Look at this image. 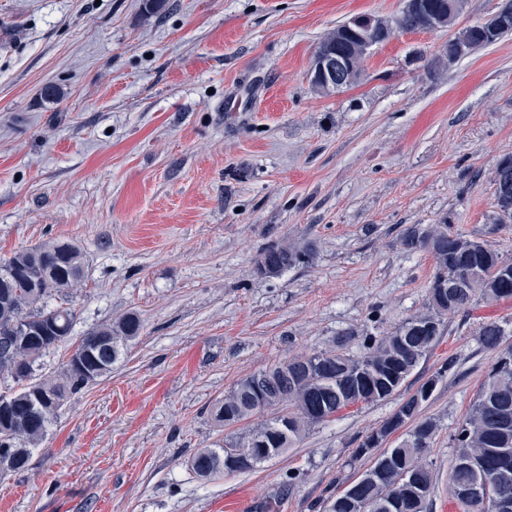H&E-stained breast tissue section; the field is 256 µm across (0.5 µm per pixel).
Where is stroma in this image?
Listing matches in <instances>:
<instances>
[{"label":"stroma","instance_id":"stroma-1","mask_svg":"<svg viewBox=\"0 0 512 512\" xmlns=\"http://www.w3.org/2000/svg\"><path fill=\"white\" fill-rule=\"evenodd\" d=\"M145 4L0 0V260L76 243L89 277L61 296L75 336L143 322L29 467L0 475V512H327L368 467L366 435L432 379L427 512H449L452 436L512 349V300L448 315L398 392L254 470L204 479L190 460L234 436L210 409L241 379L297 355L363 356L367 337L425 312L435 264L404 248L407 228L446 222L512 259L493 185L512 155V34L431 69L448 30L397 32L356 86L326 95L310 80L319 41L405 0ZM283 242L312 263L260 275L259 253ZM489 320L505 330L495 349Z\"/></svg>","mask_w":512,"mask_h":512}]
</instances>
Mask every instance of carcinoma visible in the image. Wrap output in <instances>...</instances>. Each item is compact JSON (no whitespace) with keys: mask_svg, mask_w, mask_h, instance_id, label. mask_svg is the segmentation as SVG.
<instances>
[{"mask_svg":"<svg viewBox=\"0 0 512 512\" xmlns=\"http://www.w3.org/2000/svg\"><path fill=\"white\" fill-rule=\"evenodd\" d=\"M337 48L350 56L358 53L357 42L345 24L336 25L318 44V48ZM403 244L410 250L428 251L435 272L428 288L426 312L402 323L394 332L367 341V352L359 358L336 351L295 356L280 361L239 381L224 400L213 404L211 416L222 425L224 415L233 423L253 415L274 411V415L224 442L216 448H204L191 459L193 471L202 478L225 472H247L281 455L312 427L358 404L383 401L397 392L419 361L437 344L446 316L474 300L498 302L512 299V278L495 279L493 268L509 260L477 239L454 234L448 224H433L427 229L407 228ZM312 253L291 245L265 249L257 261V271L277 277L297 265L312 261ZM465 275L469 288L451 294H436L442 279ZM88 276V264L80 246L68 241L33 248H22L0 262V336H16L13 354L0 357V379H10L7 388L16 411L6 428H0V456L10 459V470L25 469L35 447L42 441L57 411L71 395L88 381L66 367L48 375H36L30 368L17 377L16 359L29 356L40 360L57 347L51 342L22 340V328L51 320L63 335L71 336L76 314L69 307L52 303L66 290L79 287ZM142 329L137 314L99 325L82 336L78 344L90 352V367L98 377L112 371V366L136 339ZM503 334L495 321L482 324L479 336L483 344L495 349ZM306 361L311 370L296 371V362ZM422 402L410 396L377 430L366 436L360 447L374 437H389L406 428L403 439L384 454L390 461L373 479L355 481L354 497L341 493L331 498L328 512H426L434 490L431 469L424 463L426 450L417 438L432 442L437 425L430 418L421 419ZM455 462L450 472L451 486L463 485L472 478L468 461L480 464L487 473L507 470L512 473V361H497L481 386L471 410L457 427L453 438ZM412 470L427 489L417 497L410 492L404 473Z\"/></svg>","mask_w":512,"mask_h":512,"instance_id":"obj_1","label":"carcinoma"}]
</instances>
